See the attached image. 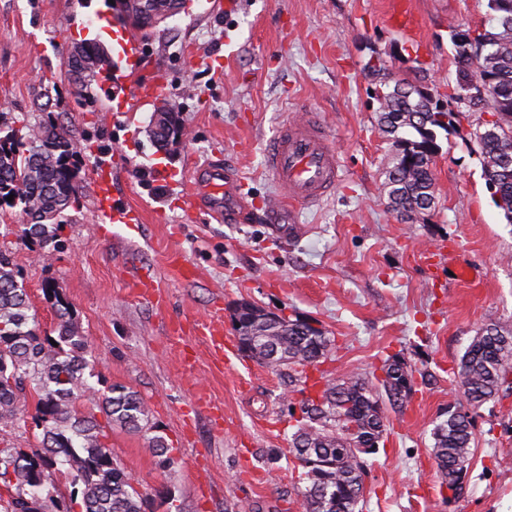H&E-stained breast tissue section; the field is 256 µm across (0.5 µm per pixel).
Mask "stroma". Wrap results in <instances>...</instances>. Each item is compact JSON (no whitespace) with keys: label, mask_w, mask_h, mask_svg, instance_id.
I'll use <instances>...</instances> for the list:
<instances>
[{"label":"stroma","mask_w":512,"mask_h":512,"mask_svg":"<svg viewBox=\"0 0 512 512\" xmlns=\"http://www.w3.org/2000/svg\"><path fill=\"white\" fill-rule=\"evenodd\" d=\"M397 9L417 16V36L394 24ZM489 26L488 0H241L229 16L192 0L147 37L113 19L108 0H0V120L37 122L45 78L55 84L53 119L83 147L80 205L57 231L65 248L46 257L21 243L16 232L26 218L16 208L0 213V247L12 251L42 331L53 334L57 323L43 293L49 284L89 340L99 389L120 383L147 401L151 429L112 426L106 440L142 512H300L288 453V407L299 393L287 371L248 357L216 362L204 334L216 316L233 337L231 313L242 301L334 337L329 377H371L391 356L412 368L410 395L383 402L392 429L365 458L358 512H512V395L479 409L459 501H448L431 456L435 425L461 401L453 367L488 319L512 328V223L492 200L471 139L491 111L475 105L455 132L439 133L435 204L407 219L388 204L390 150L368 71L380 61L392 78L447 92L455 77L451 29ZM89 38L114 57L134 42L146 73H163L160 102L184 123L169 154L148 136L157 104L121 107L107 84L98 111L80 105L61 51ZM301 113L319 119L336 145L343 181L335 193L283 213L276 228L205 216L180 223L170 204L193 182L192 163L218 153L236 162L254 207L264 209L277 191L268 143ZM114 155L117 198L142 210L140 227L95 221V163ZM157 164L175 173L173 183L154 181ZM440 243L445 256L430 257ZM174 250L193 277L172 273ZM459 264L472 269L463 282L448 276ZM136 270L154 277L161 302L130 296ZM157 435L176 459L167 472L148 451Z\"/></svg>","instance_id":"35a3bbf8"}]
</instances>
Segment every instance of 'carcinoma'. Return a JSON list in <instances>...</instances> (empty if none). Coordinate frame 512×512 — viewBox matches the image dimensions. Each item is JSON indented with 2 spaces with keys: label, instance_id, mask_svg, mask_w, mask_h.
<instances>
[{
  "label": "carcinoma",
  "instance_id": "1",
  "mask_svg": "<svg viewBox=\"0 0 512 512\" xmlns=\"http://www.w3.org/2000/svg\"><path fill=\"white\" fill-rule=\"evenodd\" d=\"M183 6V0H129L125 11L132 25L152 26L154 19ZM494 25L471 31L470 50L479 67L495 82L488 97L500 125L474 133L486 185L497 207L512 222V0H488ZM450 33L456 67L454 84L442 100L432 89L403 80H387L384 64L369 66L378 78L373 89L378 121L391 145L386 193L391 205L416 206L435 201L434 158L440 150L437 131L456 129L451 106L465 108L473 78L465 47ZM75 80L76 95L88 112L97 111L93 84L111 72L112 58L96 40L78 43L63 57ZM178 116L162 115L149 137L161 147ZM27 133H21V129ZM78 141L46 113L38 124L0 127V211L22 206L30 223L17 237L37 241L49 252L59 248L51 225L64 222L65 211L81 197L77 175ZM13 201H8V196ZM57 318V336L42 333L36 310L7 250H0V427L15 425L28 398H36L35 423L40 447L29 452L0 449V512H30L28 501L49 489L50 472L64 477L81 494L83 512H141L132 477L107 451L96 414L128 432L150 428V408L135 391L114 384L99 392L92 379L89 342L76 324L71 305L54 288L45 289ZM234 332L257 363L288 370L300 387L301 419L291 435L288 453L305 482L302 512H356L364 494V456L374 454L390 430L381 397L404 399L414 384L413 370L387 359L377 381L359 376L327 380L305 394L308 369L332 354L335 343L318 328L276 319L249 302L237 304ZM512 336L491 320L478 329L458 364L457 384L464 402L448 410L433 430L432 456L448 499L461 498L467 487L473 441V414L488 401L512 392ZM149 452L159 469L175 464L172 449L160 436Z\"/></svg>",
  "mask_w": 512,
  "mask_h": 512
}]
</instances>
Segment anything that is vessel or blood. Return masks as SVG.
<instances>
[{
  "mask_svg": "<svg viewBox=\"0 0 512 512\" xmlns=\"http://www.w3.org/2000/svg\"><path fill=\"white\" fill-rule=\"evenodd\" d=\"M142 55L139 46L129 43L116 63L117 73L139 71ZM164 80L152 75L131 81L126 88L130 101L146 104L161 91ZM266 164L278 187V195L267 206L274 214L287 206H310L335 191L340 168L337 152L326 128L309 114H300L281 125L271 142ZM113 160H101L94 179L97 185L96 221L100 224H140L143 213L133 206H116L110 188ZM244 204L246 195L236 175L221 160H211L195 169L194 183L184 195V210L191 216L205 213L217 221L235 217L234 208L225 207V199Z\"/></svg>",
  "mask_w": 512,
  "mask_h": 512,
  "instance_id": "1",
  "label": "vessel or blood"
}]
</instances>
